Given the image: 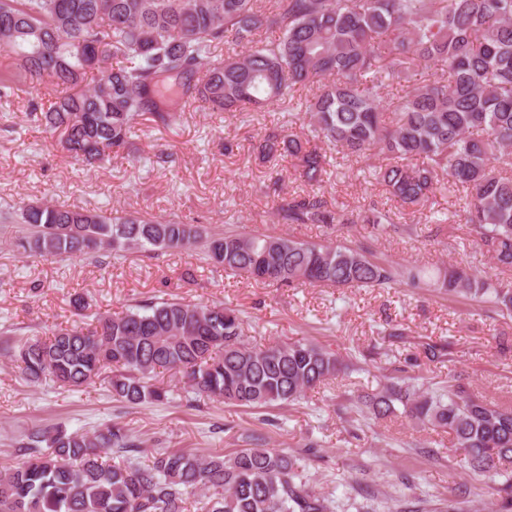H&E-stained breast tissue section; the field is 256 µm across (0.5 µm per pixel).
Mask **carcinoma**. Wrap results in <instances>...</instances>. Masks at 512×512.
I'll list each match as a JSON object with an SVG mask.
<instances>
[{"label": "carcinoma", "mask_w": 512, "mask_h": 512, "mask_svg": "<svg viewBox=\"0 0 512 512\" xmlns=\"http://www.w3.org/2000/svg\"><path fill=\"white\" fill-rule=\"evenodd\" d=\"M0 0V49L15 72L0 97L43 87L41 112L64 149L93 166L124 151L139 121L167 126L185 108L261 113L295 87L310 97L288 128L264 134L267 161L288 158L310 190L277 208L280 224H368L371 234L412 233L395 213L334 207L319 191L328 168L364 162L391 198L424 207L443 174L465 195L452 218L499 273H512V0ZM244 53L216 54L228 41ZM299 130H293V125ZM377 158L380 165L370 163ZM20 225L15 246L43 257L198 249L236 275L276 286L434 288L512 315V288L448 265L390 262L355 247L288 236L208 232L112 209L26 204L0 213ZM33 383L68 388L101 379L137 405L161 401L160 369L191 390L246 408L292 404L351 368L313 343L250 345L235 310L180 300L136 304L94 327L4 349ZM431 362L451 343H428ZM377 419L396 413L451 436L471 470L505 478L512 506V408L486 402L453 376L422 389L391 377L365 399ZM122 457L107 460V450ZM124 427L92 433L37 430L0 469V512H330L304 480V457L241 448L230 456L157 452L149 463Z\"/></svg>", "instance_id": "obj_1"}]
</instances>
